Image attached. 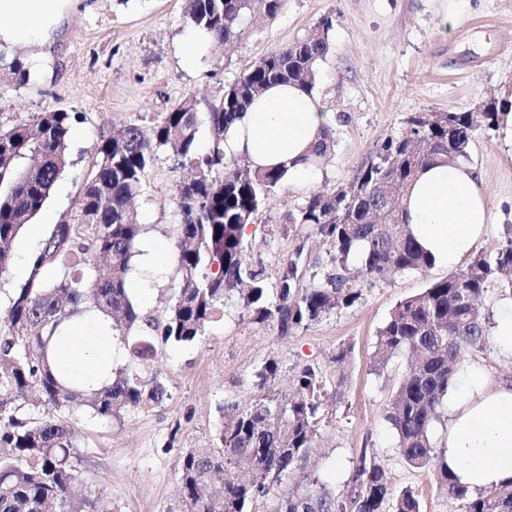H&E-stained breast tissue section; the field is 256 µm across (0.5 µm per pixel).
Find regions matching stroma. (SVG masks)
<instances>
[{"instance_id": "stroma-1", "label": "stroma", "mask_w": 512, "mask_h": 512, "mask_svg": "<svg viewBox=\"0 0 512 512\" xmlns=\"http://www.w3.org/2000/svg\"><path fill=\"white\" fill-rule=\"evenodd\" d=\"M328 15L330 51L318 64L313 93L335 115L334 149L314 188L281 186L246 229L252 261L276 280L296 244L286 215L311 190L348 186L373 146L402 134L412 113L463 112L512 94V0H286L274 19L246 18L239 38L209 46L206 61L193 68L183 59L190 30L184 0H78L43 46L41 61L30 63L27 84L15 85L6 65L24 51L6 49L0 126L47 108L76 112L83 116L82 136L71 139L70 152L76 160L90 156L101 135L129 123L149 125L184 97L195 96L207 111L255 61L307 37ZM467 162L481 177L490 215L476 249L491 255L502 245L504 227L512 226V133L503 125L482 133ZM81 172L77 164L65 171L37 224L49 227L70 208ZM178 177L172 161L160 158L135 200L144 241L166 247L161 268L140 259L132 275L146 287L139 305L157 317L173 267ZM448 273L437 264L391 275L367 288L354 307L284 338L275 325L243 317L240 302L230 301L223 320L197 344L165 348L156 358L152 372L168 389L165 403L112 420L73 417L81 455L76 495L103 499L110 512H168L178 499L180 453L212 446L220 404L230 395L249 401L254 369L273 358L279 363L274 387L284 396L301 364L343 379L339 393L326 398L328 419L310 463L328 489L343 490L359 449L370 445L394 487L415 489L422 512H451L434 476L402 461L384 418L400 360L381 375L371 369L376 333L389 311ZM344 347L351 354L340 366L334 357Z\"/></svg>"}]
</instances>
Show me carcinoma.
<instances>
[{
    "mask_svg": "<svg viewBox=\"0 0 512 512\" xmlns=\"http://www.w3.org/2000/svg\"><path fill=\"white\" fill-rule=\"evenodd\" d=\"M283 2L185 0L184 12L194 29L224 43L237 37L246 16L273 18ZM332 26V18L321 19L313 36L261 57L229 85L205 113L211 138L203 155L192 96L147 127L131 123L117 135L100 137L74 204L32 253L28 275L11 289L0 317V449H7L0 452V512H108L100 500L72 492L78 459L68 416L83 408L94 418H116L162 403L166 387L148 376L153 361L168 345H190L205 336L224 316V299L239 297L252 322L272 323L288 336L355 306L364 289L391 274L434 266L412 236L401 197L383 202L378 184L388 175L402 191L435 161L468 158L476 135L499 125L502 101H490L486 112L409 115L407 131L376 145L350 187L314 192L288 214V223L304 228L305 236L281 265L274 286L250 260L246 228L284 183V173L228 159L224 136L271 85L289 83L312 93ZM8 69L15 84L29 81L21 60L12 59ZM81 119L48 108L27 122L0 126L1 275L9 270L21 231L75 165L71 128ZM334 143L328 128L315 147L317 163L325 162ZM162 153L190 175L174 186L175 267L160 321L133 299L128 273L145 231L132 201ZM506 234L494 256L474 254L462 268L396 303L372 356L376 372L397 356L406 359L384 417L403 461L435 471L458 512H512V482L469 492L448 472L432 439L449 386L468 361L488 351L489 316L481 297L494 284L499 296L512 298V229ZM312 237L328 246L330 267L304 287L303 266H320L305 252ZM89 312L110 324L127 363L86 389L58 377L50 344L64 325ZM277 371L269 359L253 372L260 394L250 404L224 400L214 447L180 454L178 512H256L259 506L264 512H421L413 489L389 482L374 448L359 449L342 492L327 489L307 469L324 419L326 378L302 365L293 395L283 398L271 388ZM217 473L224 474V489L210 494L206 487ZM289 481L293 486L280 491Z\"/></svg>",
    "mask_w": 512,
    "mask_h": 512,
    "instance_id": "cac0c4a2",
    "label": "carcinoma"
}]
</instances>
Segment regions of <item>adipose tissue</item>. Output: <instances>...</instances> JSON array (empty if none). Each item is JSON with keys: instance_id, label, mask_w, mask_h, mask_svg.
<instances>
[{"instance_id": "ef3b65f1", "label": "adipose tissue", "mask_w": 512, "mask_h": 512, "mask_svg": "<svg viewBox=\"0 0 512 512\" xmlns=\"http://www.w3.org/2000/svg\"><path fill=\"white\" fill-rule=\"evenodd\" d=\"M69 0H0V43L38 58L57 29ZM334 122L317 98L293 84L264 91L228 131L226 153L245 156L253 167L283 170L291 187L322 176L311 151ZM403 207L416 242L444 265L468 255L489 219L482 183L464 163L425 167L406 190ZM117 353L112 334L88 318L71 325L53 349L60 372L81 386L98 384ZM448 427L443 441L448 469L469 490L512 480V387L473 371L463 389L449 387Z\"/></svg>"}]
</instances>
